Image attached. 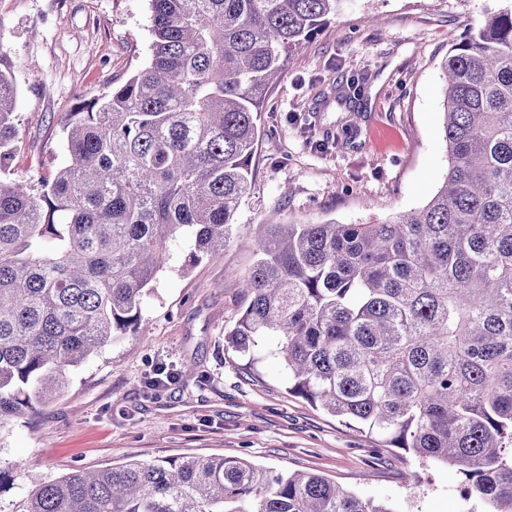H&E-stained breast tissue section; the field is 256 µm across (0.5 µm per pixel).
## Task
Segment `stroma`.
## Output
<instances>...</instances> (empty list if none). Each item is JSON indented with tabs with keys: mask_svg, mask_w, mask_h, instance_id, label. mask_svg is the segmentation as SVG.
Wrapping results in <instances>:
<instances>
[{
	"mask_svg": "<svg viewBox=\"0 0 512 512\" xmlns=\"http://www.w3.org/2000/svg\"><path fill=\"white\" fill-rule=\"evenodd\" d=\"M504 5L341 0L262 103L251 190L223 253L189 265L193 240L180 237L142 299L144 335L93 353L57 402L0 428V512H22L32 489L76 470L189 454L314 472L392 512H486L458 467L289 395L268 350L247 374L224 335L247 304L256 225L368 224L426 204L448 171L441 63ZM152 41L150 0H0L18 175L60 167L65 113L145 65Z\"/></svg>",
	"mask_w": 512,
	"mask_h": 512,
	"instance_id": "obj_1",
	"label": "stroma"
}]
</instances>
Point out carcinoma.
<instances>
[{"label": "carcinoma", "instance_id": "cac0c4a2", "mask_svg": "<svg viewBox=\"0 0 512 512\" xmlns=\"http://www.w3.org/2000/svg\"><path fill=\"white\" fill-rule=\"evenodd\" d=\"M339 0H151V59L63 125L66 162L15 177L18 86L0 44V428L135 336L169 243L224 251L248 195L263 93ZM443 184L373 224H260L248 304L225 342H261L288 392L453 463L512 512V6L443 61ZM24 512H392L316 473L181 456L75 471Z\"/></svg>", "mask_w": 512, "mask_h": 512}]
</instances>
